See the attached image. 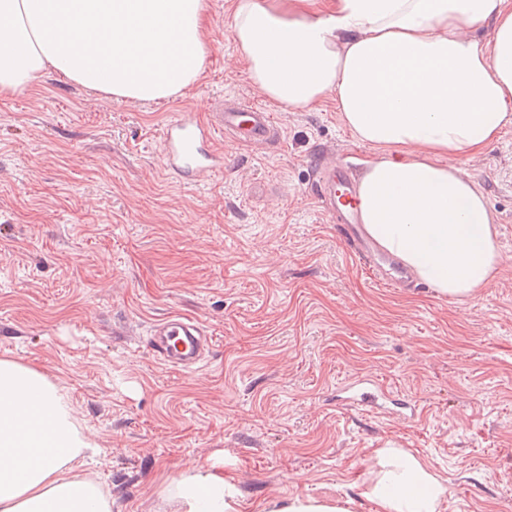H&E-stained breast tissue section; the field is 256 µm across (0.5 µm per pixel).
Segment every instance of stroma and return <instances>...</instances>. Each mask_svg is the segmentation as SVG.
Masks as SVG:
<instances>
[{"label":"stroma","mask_w":512,"mask_h":512,"mask_svg":"<svg viewBox=\"0 0 512 512\" xmlns=\"http://www.w3.org/2000/svg\"><path fill=\"white\" fill-rule=\"evenodd\" d=\"M209 2L205 72L174 99L116 102L52 73L0 99V358L63 389L112 512H172L164 488L216 462L249 504L353 496L388 442L446 481L444 512H504L512 265L461 305L386 287L356 260L311 190L332 151L373 153L331 97L275 109L267 148L224 141L207 184L170 174L160 129L174 113L206 116L226 92L267 102L230 34L236 0ZM457 164L512 255V125ZM173 314L213 338L195 371L142 345ZM349 378L378 381L382 408L344 406Z\"/></svg>","instance_id":"obj_1"}]
</instances>
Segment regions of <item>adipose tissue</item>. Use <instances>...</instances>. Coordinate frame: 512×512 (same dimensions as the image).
<instances>
[{
	"label": "adipose tissue",
	"mask_w": 512,
	"mask_h": 512,
	"mask_svg": "<svg viewBox=\"0 0 512 512\" xmlns=\"http://www.w3.org/2000/svg\"><path fill=\"white\" fill-rule=\"evenodd\" d=\"M208 0H0V95L54 73L116 100L158 103L196 84L208 55ZM489 29L486 42L474 34ZM230 33L272 103L334 97L374 150L359 181L379 246L463 304L506 258L483 193L454 159L512 124V0H238ZM95 450L69 401L39 370L0 359V512H112L83 474ZM362 493L375 512H442L448 490L417 456L387 446ZM175 512H244L217 466H190ZM352 496H294L256 512H354Z\"/></svg>",
	"instance_id": "1"
}]
</instances>
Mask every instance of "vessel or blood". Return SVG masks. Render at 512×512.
Masks as SVG:
<instances>
[{
  "mask_svg": "<svg viewBox=\"0 0 512 512\" xmlns=\"http://www.w3.org/2000/svg\"><path fill=\"white\" fill-rule=\"evenodd\" d=\"M261 149L279 141L281 128L264 107L234 97H219L205 121L193 113L180 112L161 127V146L168 169L184 183L199 184L224 170V154L216 146L218 139ZM315 191L326 215L339 224L350 249L374 257L377 267H391V275L383 283L401 288L410 282L403 268L389 256L379 253L366 235L360 220L357 182L348 161L320 163L316 168ZM211 343L202 326L187 316H171L155 322L149 329L146 344L156 360L184 370L195 369L202 360L205 347ZM349 407H367L379 393L375 384L351 381Z\"/></svg>",
  "mask_w": 512,
  "mask_h": 512,
  "instance_id": "vessel-or-blood-1",
  "label": "vessel or blood"
}]
</instances>
